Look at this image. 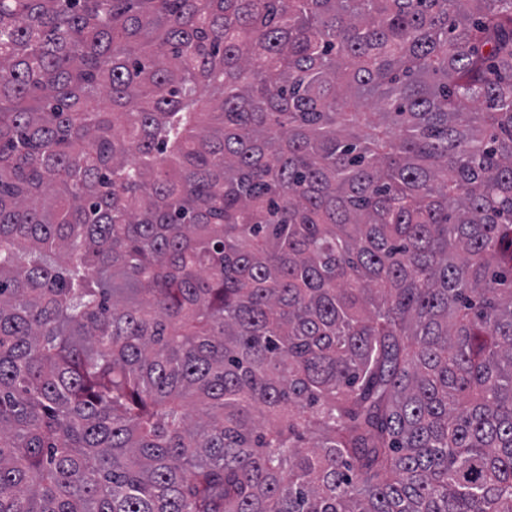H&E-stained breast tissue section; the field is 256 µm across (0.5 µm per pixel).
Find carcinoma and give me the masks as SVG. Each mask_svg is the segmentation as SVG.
<instances>
[{
	"label": "carcinoma",
	"mask_w": 512,
	"mask_h": 512,
	"mask_svg": "<svg viewBox=\"0 0 512 512\" xmlns=\"http://www.w3.org/2000/svg\"><path fill=\"white\" fill-rule=\"evenodd\" d=\"M0 512H512V0H0Z\"/></svg>",
	"instance_id": "obj_1"
}]
</instances>
